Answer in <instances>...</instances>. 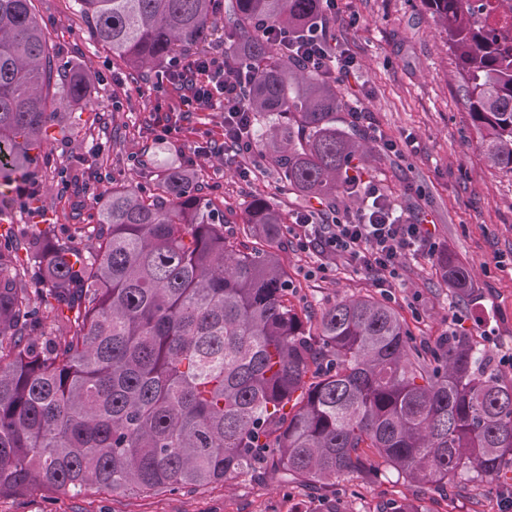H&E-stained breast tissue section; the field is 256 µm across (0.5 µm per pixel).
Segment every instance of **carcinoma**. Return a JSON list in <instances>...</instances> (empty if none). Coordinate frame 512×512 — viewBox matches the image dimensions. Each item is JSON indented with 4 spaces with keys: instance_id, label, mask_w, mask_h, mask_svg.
<instances>
[{
    "instance_id": "cac0c4a2",
    "label": "carcinoma",
    "mask_w": 512,
    "mask_h": 512,
    "mask_svg": "<svg viewBox=\"0 0 512 512\" xmlns=\"http://www.w3.org/2000/svg\"><path fill=\"white\" fill-rule=\"evenodd\" d=\"M94 38L139 77L213 42L260 117L255 141L301 195L348 193L357 138L336 127L333 79L273 45L330 26L321 0H74ZM445 37L483 155L512 176V33L489 21L512 0H422ZM62 99L86 100L87 71L49 52L35 0H0V211L30 172ZM224 197L196 172L161 167L152 190L115 182L90 247L32 237L0 245V496L90 487L148 496L277 475L310 485L389 473L448 493L457 477L512 472V381L467 336L418 345L385 301L297 309L284 217L263 195L224 228ZM33 254L29 276L20 250ZM460 297L475 284L446 258ZM58 336L37 340L36 305ZM378 512H421L389 498Z\"/></svg>"
}]
</instances>
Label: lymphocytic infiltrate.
Wrapping results in <instances>:
<instances>
[{"label": "lymphocytic infiltrate", "instance_id": "lymphocytic-infiltrate-1", "mask_svg": "<svg viewBox=\"0 0 512 512\" xmlns=\"http://www.w3.org/2000/svg\"><path fill=\"white\" fill-rule=\"evenodd\" d=\"M267 36L281 50L301 55L308 68L324 76L347 79L353 73L354 61L345 51L327 52L319 47L317 29H310L300 43L272 27ZM167 75L181 80L187 88L180 101L183 111L223 108L225 138L252 152L251 114L239 94L236 76L225 68L222 57L198 58L187 69L174 63ZM364 195L371 200V207L353 212L336 208L320 217L312 212L303 214L297 221L296 237L301 248L317 249L329 262L344 260L355 271L371 275L376 288H390L399 277L403 259L435 253L438 245L423 218H404L375 184H365Z\"/></svg>", "mask_w": 512, "mask_h": 512}]
</instances>
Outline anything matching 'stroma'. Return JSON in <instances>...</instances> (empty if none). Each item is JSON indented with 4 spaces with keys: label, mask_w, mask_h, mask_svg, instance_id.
<instances>
[{
    "label": "stroma",
    "mask_w": 512,
    "mask_h": 512,
    "mask_svg": "<svg viewBox=\"0 0 512 512\" xmlns=\"http://www.w3.org/2000/svg\"><path fill=\"white\" fill-rule=\"evenodd\" d=\"M49 45L94 75L81 107H64L42 151L37 169L41 187L34 222L23 199H15L10 223H0V240L33 234L76 238L91 223L101 193L113 180L152 187L160 165L188 166L201 174L204 191L223 196L240 219L252 195L267 197L286 224L313 207L282 182L278 168L261 148L238 158L224 149L222 110L159 112L157 103L178 98L180 86L135 83L127 70L89 34L74 0H37ZM336 37L353 57L352 78L337 82L342 108L338 126L351 124L352 103H362L387 137H412L403 153L374 148L362 164L368 179L402 211L427 213L434 222L439 253L464 263L478 292L455 295L441 280L437 256L407 257L390 304L407 329L428 344L449 332L461 316L465 334L491 359L512 351V177L490 168L479 137L464 109L455 81V61L437 24L421 0H336ZM170 124L171 138L160 140ZM251 170L241 179L240 166ZM288 279L297 307L317 314L324 306L353 296L381 297L368 276L345 263L318 272V252L289 238ZM506 483L454 481L447 493L429 486L338 479L336 494L350 512H375L387 498L415 496L424 512H512L503 505ZM310 493L279 479L237 477L224 484L148 497L89 489L75 496L34 489L23 496H1L0 512H308Z\"/></svg>",
    "instance_id": "obj_1"
}]
</instances>
